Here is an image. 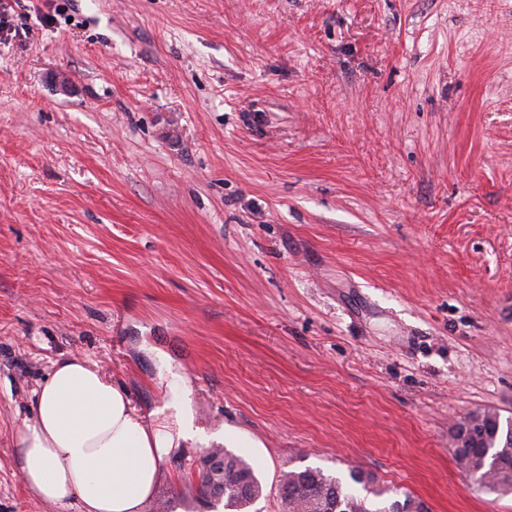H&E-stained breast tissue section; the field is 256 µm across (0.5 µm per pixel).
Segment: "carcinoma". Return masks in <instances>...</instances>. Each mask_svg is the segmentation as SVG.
<instances>
[{"label": "carcinoma", "instance_id": "obj_1", "mask_svg": "<svg viewBox=\"0 0 512 512\" xmlns=\"http://www.w3.org/2000/svg\"><path fill=\"white\" fill-rule=\"evenodd\" d=\"M473 425L477 440L469 448L453 451L456 465L476 483L488 485L501 493L512 492V425L502 424L496 411L473 413L466 417ZM216 453L224 457V474L200 481L197 499L208 507L223 506L224 512H249L264 494V486L253 466L227 449ZM360 490L346 488L339 478L324 474L319 468L290 470L281 474L278 493L284 512H418L420 503L407 497L388 507H379L375 499L382 492L373 487L374 478L361 469L349 473Z\"/></svg>", "mask_w": 512, "mask_h": 512}]
</instances>
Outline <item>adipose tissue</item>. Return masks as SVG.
Listing matches in <instances>:
<instances>
[{"instance_id":"ef3b65f1","label":"adipose tissue","mask_w":512,"mask_h":512,"mask_svg":"<svg viewBox=\"0 0 512 512\" xmlns=\"http://www.w3.org/2000/svg\"><path fill=\"white\" fill-rule=\"evenodd\" d=\"M17 435L23 482L59 507L143 512L164 456L194 440L187 403L175 428L147 421L127 392L81 358L57 362L35 391Z\"/></svg>"}]
</instances>
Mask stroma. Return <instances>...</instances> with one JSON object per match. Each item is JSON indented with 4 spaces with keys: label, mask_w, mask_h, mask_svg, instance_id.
Segmentation results:
<instances>
[{
    "label": "stroma",
    "mask_w": 512,
    "mask_h": 512,
    "mask_svg": "<svg viewBox=\"0 0 512 512\" xmlns=\"http://www.w3.org/2000/svg\"><path fill=\"white\" fill-rule=\"evenodd\" d=\"M0 512L54 362L150 414L184 378L282 472L512 512L453 460L512 418V0H0ZM71 76L69 94L51 76ZM174 449L145 512L192 496Z\"/></svg>",
    "instance_id": "1"
}]
</instances>
